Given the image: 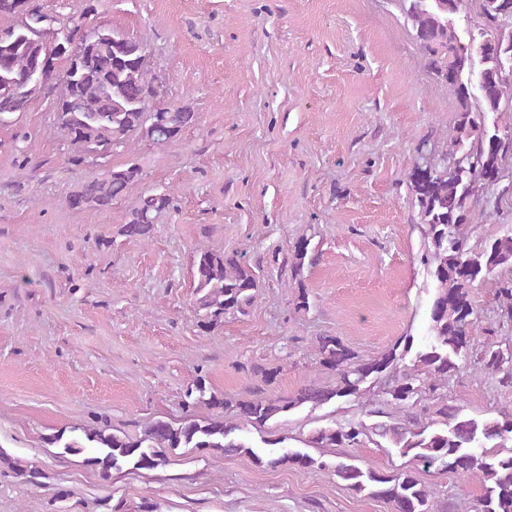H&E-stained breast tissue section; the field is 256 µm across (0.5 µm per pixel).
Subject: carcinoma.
Masks as SVG:
<instances>
[{"label": "carcinoma", "instance_id": "carcinoma-1", "mask_svg": "<svg viewBox=\"0 0 512 512\" xmlns=\"http://www.w3.org/2000/svg\"><path fill=\"white\" fill-rule=\"evenodd\" d=\"M411 24L429 71L448 86L457 102L456 136L445 153L409 175L413 204L418 208L424 242L422 262L435 283L430 309L429 341L413 349L411 336L399 337L377 359L365 361L337 336L316 337L319 362L334 376L285 394L249 390L245 398L220 397L200 377L186 390L187 405L213 410L206 418L188 416L179 422L158 419L144 433L131 437L84 427L71 435L62 430L50 443L61 457L92 455L82 463L108 481L112 472L156 470L169 462L166 450L210 449L226 457L245 455L258 465L317 468L349 489L390 503L394 512H435L434 494L419 472L436 469L475 479L482 494L472 512H512V413L478 419L448 404V377L465 364L502 388H512V338L472 335L478 314L474 292L492 290L498 321L512 327V227L477 244L467 230L476 215L491 217L488 205L512 195V180L495 185L485 179L512 164V123L489 117L512 112V0H405ZM84 14L59 24L80 47L74 61L31 76L43 64L45 29L50 26L37 0H0V122L28 110L33 99L52 93L60 106L58 123L69 161L106 159L146 139L157 145L179 141L195 123L188 106H163L147 112V93L155 74L137 40L98 25L85 28ZM142 181V170L129 163L112 166L74 184L65 195L72 209L106 210ZM173 205L170 191L140 195L121 234L148 239L160 214ZM320 250L301 237L291 259L298 288L296 307L310 308L300 280L306 267L317 265ZM193 304L202 333L224 324L227 315L246 313L258 288L255 271L240 254L201 248L192 265ZM365 399L362 413L372 419L345 418L318 428L305 440L312 448H339L332 459L315 458L286 444V439L241 434V426L265 427L306 405L316 408L341 398ZM413 466L386 473L355 463L349 448L373 437ZM34 484L41 472L0 449V468Z\"/></svg>", "mask_w": 512, "mask_h": 512}]
</instances>
